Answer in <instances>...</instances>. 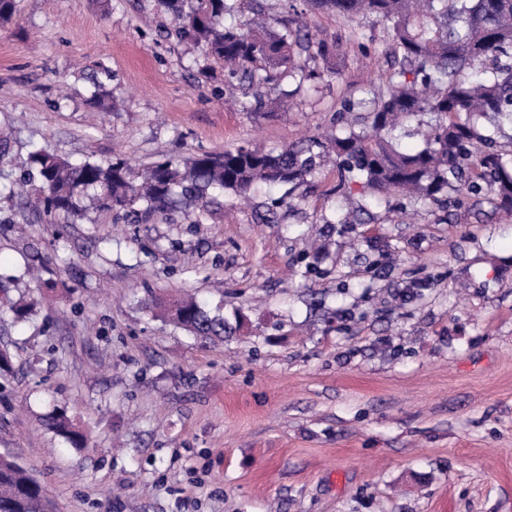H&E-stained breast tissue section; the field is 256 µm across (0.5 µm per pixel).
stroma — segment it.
<instances>
[{"mask_svg": "<svg viewBox=\"0 0 512 512\" xmlns=\"http://www.w3.org/2000/svg\"><path fill=\"white\" fill-rule=\"evenodd\" d=\"M296 8L327 49L296 63L324 78L261 86L257 112L153 0H18L0 22V282L34 305L0 328V456L52 512H512V215L493 201L367 202L328 165L287 203L72 224L19 188L40 147L138 170L330 139L384 88L391 25ZM183 293L243 326L213 344L154 315ZM56 408L86 447L47 429Z\"/></svg>", "mask_w": 512, "mask_h": 512, "instance_id": "obj_1", "label": "stroma"}]
</instances>
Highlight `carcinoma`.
Segmentation results:
<instances>
[{
  "label": "carcinoma",
  "mask_w": 512,
  "mask_h": 512,
  "mask_svg": "<svg viewBox=\"0 0 512 512\" xmlns=\"http://www.w3.org/2000/svg\"><path fill=\"white\" fill-rule=\"evenodd\" d=\"M252 19L236 23L242 2ZM349 22L375 16L391 24L394 49L387 92L358 106L341 135L323 143L315 138L278 152L238 147L203 153L182 166L165 158L133 178L120 157L106 163L74 164L44 149L29 155L22 181L41 195L48 215L75 222L89 210H125L132 215H165L179 207L206 208L226 192L249 195L260 185L286 186L293 193L312 176L326 153L336 165L381 198L399 193L414 201L460 203L489 194L512 211V170L482 133L476 118L497 129L512 127V0H305ZM155 9L173 16L175 34L201 48L205 58L224 62L241 84L276 82L298 72L295 56L324 44L291 20L270 26L261 0H154ZM418 119L426 130L418 148L399 143L405 122ZM160 315L193 336L222 341L237 326L224 314L206 310L191 297L159 305ZM33 305L17 301L8 313L25 321ZM49 428L78 446L83 436L59 413ZM41 486L12 461L0 459V512H40Z\"/></svg>",
  "instance_id": "cac0c4a2"
}]
</instances>
